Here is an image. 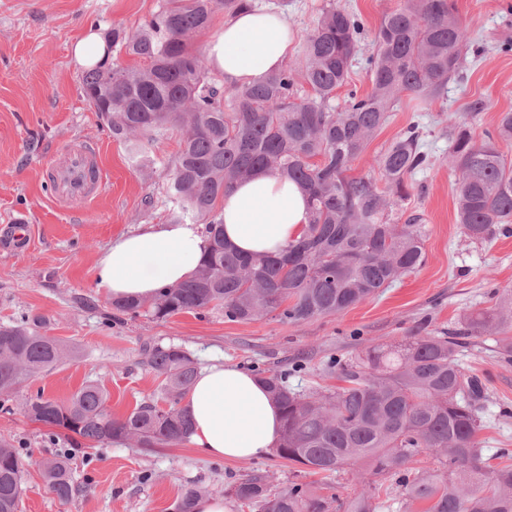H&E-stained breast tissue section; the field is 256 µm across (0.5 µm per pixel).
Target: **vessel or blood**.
Listing matches in <instances>:
<instances>
[{"instance_id":"1","label":"vessel or blood","mask_w":512,"mask_h":512,"mask_svg":"<svg viewBox=\"0 0 512 512\" xmlns=\"http://www.w3.org/2000/svg\"><path fill=\"white\" fill-rule=\"evenodd\" d=\"M96 151L86 145L66 149L50 171L55 196L86 201L102 193L106 183L95 161Z\"/></svg>"}]
</instances>
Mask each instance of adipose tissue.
<instances>
[{
    "label": "adipose tissue",
    "instance_id": "adipose-tissue-1",
    "mask_svg": "<svg viewBox=\"0 0 512 512\" xmlns=\"http://www.w3.org/2000/svg\"><path fill=\"white\" fill-rule=\"evenodd\" d=\"M294 34L287 17L245 9L207 43L211 68L225 86L252 84L284 64ZM224 238L241 253H272L298 240L309 221L305 193L292 181L259 171L238 182L221 204ZM206 246L201 225L149 224L102 250L97 285L112 298L150 299L188 279ZM190 440L201 453L227 460L265 455L281 433L280 410L266 386L234 364L199 370L184 403Z\"/></svg>",
    "mask_w": 512,
    "mask_h": 512
}]
</instances>
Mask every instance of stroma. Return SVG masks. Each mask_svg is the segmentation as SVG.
<instances>
[{
    "mask_svg": "<svg viewBox=\"0 0 512 512\" xmlns=\"http://www.w3.org/2000/svg\"><path fill=\"white\" fill-rule=\"evenodd\" d=\"M162 0H0V238L12 224L30 228L20 248H0V326L41 319L48 335L72 352L55 368L24 382L7 409H0V436L11 439L25 464L19 512H177L180 489L192 483L224 496L228 512H250L225 497L224 487L253 474L272 488L291 481L298 464L275 454L235 462L199 454L191 444L148 451L135 443L77 449L71 466L81 491L60 501L41 478L37 463L63 448L49 441L48 427L25 415L28 396L66 401L84 382L101 383L114 416L147 398L161 399L160 379L145 363L146 347H183L197 366L233 363L284 372L292 388L335 390L330 364L364 355L366 347L391 348L410 336H453L464 316L495 309L498 294L512 289V237L476 243L456 222V175L448 164V127L467 122L483 141L499 113L512 112V0H455L469 45L482 55L463 83L449 84L430 106L403 98L389 122L352 162L353 175H376L377 155L410 124L423 132L430 164L412 176L407 213L426 226V262L393 287L339 316L289 324L265 316L249 322L225 320L223 311L182 313L165 321L132 317L113 309L94 279L100 252L112 240L146 224L168 223L163 193L177 136L151 148L152 173L137 169L123 143L81 95L82 66L72 44L93 28L133 29ZM326 0H249L251 7L283 12L294 30L288 66H295ZM360 13L367 27L361 55L375 49L383 14L403 0H335ZM486 98L489 108L470 116L469 101ZM93 145L107 190L79 204L55 201L46 187L50 166L68 146ZM458 362L485 385L486 454L512 450V361L502 358L489 336L465 338Z\"/></svg>",
    "mask_w": 512,
    "mask_h": 512,
    "instance_id": "stroma-1",
    "label": "stroma"
}]
</instances>
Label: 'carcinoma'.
<instances>
[{
  "label": "carcinoma",
  "instance_id": "1",
  "mask_svg": "<svg viewBox=\"0 0 512 512\" xmlns=\"http://www.w3.org/2000/svg\"><path fill=\"white\" fill-rule=\"evenodd\" d=\"M247 0H163L137 28L112 29L109 47L134 64L108 60L85 71L82 95L107 128L146 167V146L177 133L180 149L170 164L165 195L173 224H202L207 247L194 275L162 288L151 301L117 299L112 307L156 320L207 309L224 310L230 322L272 315L284 323L338 316L392 287L426 261L421 217L402 218L409 178L427 164L417 125H410L376 160L389 192L369 174L350 176L351 162L390 119L407 94L425 105L438 100L469 68L465 31L454 0H405L383 14L376 49L364 59L372 89L339 98L348 82L365 27L353 11L329 2L303 43L297 67L229 90L210 76L204 57L191 51L217 9L230 14ZM308 86L297 89V79ZM448 163L458 174L456 216L470 239L512 234V112L499 114L494 132L477 144L468 128L453 125ZM258 170L284 175L305 191L309 224L300 239L276 254L243 255L224 242L218 205L241 179ZM37 323L0 326V400L9 401L23 381L63 362L71 351ZM512 290L498 307L469 315V336L500 334L498 353L512 358ZM459 342L450 336H412L390 351L371 347L355 361H333L347 386L331 394L301 393L288 377L255 368L282 412L278 457L306 467L323 483L295 480L275 490L262 475L224 488L251 512H379L388 482L402 487L401 507L425 503L423 512H512V455L487 456L478 377L457 362ZM147 364L161 379L169 407L147 399L114 417L98 382L82 385L65 403L43 395L26 399L24 413L65 436L93 447L136 442L146 449L189 441L192 421L181 400L198 369L178 346L149 352ZM427 452L438 469L418 466ZM366 465L345 493L332 478L356 463ZM49 490L61 501L80 491L68 451L41 462ZM23 461L0 437V512H18ZM206 490L185 488L178 512H195Z\"/></svg>",
  "mask_w": 512,
  "mask_h": 512
}]
</instances>
